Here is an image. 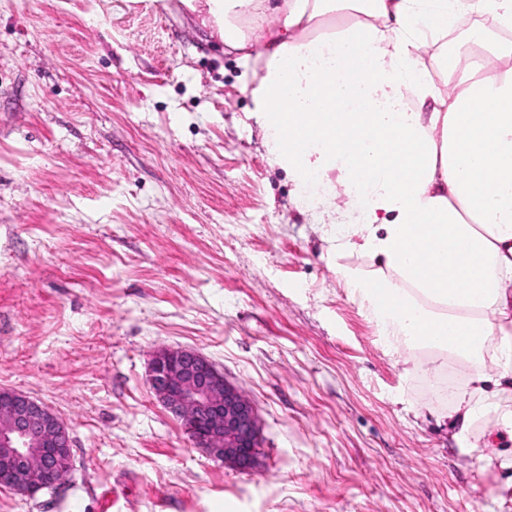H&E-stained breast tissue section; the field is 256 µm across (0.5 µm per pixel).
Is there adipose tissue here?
<instances>
[{"instance_id":"ef3b65f1","label":"adipose tissue","mask_w":512,"mask_h":512,"mask_svg":"<svg viewBox=\"0 0 512 512\" xmlns=\"http://www.w3.org/2000/svg\"><path fill=\"white\" fill-rule=\"evenodd\" d=\"M205 6L227 45L262 46L254 95L277 162L303 181H336L360 205L361 223L330 234V251L386 345L409 372L430 371L422 347L461 360L451 412L462 424L497 408L512 395V0ZM343 14L349 23L325 30ZM474 15L499 35L474 27L449 45ZM330 100L341 111H326ZM354 256L367 268L348 266Z\"/></svg>"}]
</instances>
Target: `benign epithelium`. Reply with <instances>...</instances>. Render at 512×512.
Wrapping results in <instances>:
<instances>
[{
    "instance_id": "benign-epithelium-1",
    "label": "benign epithelium",
    "mask_w": 512,
    "mask_h": 512,
    "mask_svg": "<svg viewBox=\"0 0 512 512\" xmlns=\"http://www.w3.org/2000/svg\"><path fill=\"white\" fill-rule=\"evenodd\" d=\"M152 392L195 445L240 471L258 467L261 425L253 402L202 354L164 348L149 368ZM73 466L65 423L31 397L0 390V487L34 497L57 487Z\"/></svg>"
}]
</instances>
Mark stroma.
Listing matches in <instances>:
<instances>
[{
  "instance_id": "stroma-1",
  "label": "stroma",
  "mask_w": 512,
  "mask_h": 512,
  "mask_svg": "<svg viewBox=\"0 0 512 512\" xmlns=\"http://www.w3.org/2000/svg\"><path fill=\"white\" fill-rule=\"evenodd\" d=\"M256 47L182 0H0V389L67 425L74 467L0 512H512L499 412L460 431L328 257L356 224L275 163ZM255 404L259 466L203 454L156 399V351Z\"/></svg>"
}]
</instances>
